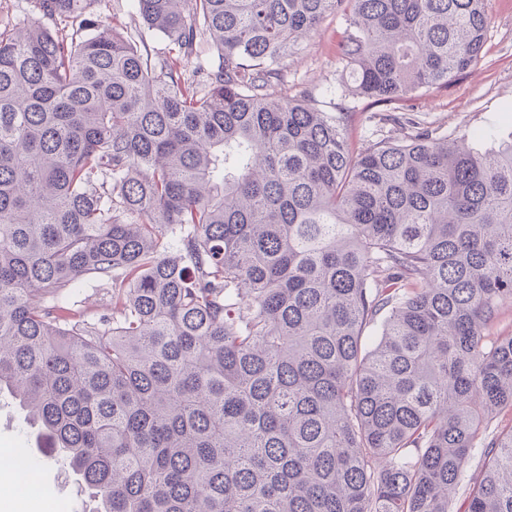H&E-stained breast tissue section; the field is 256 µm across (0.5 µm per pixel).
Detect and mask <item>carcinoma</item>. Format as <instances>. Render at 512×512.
Instances as JSON below:
<instances>
[{
    "instance_id": "cac0c4a2",
    "label": "carcinoma",
    "mask_w": 512,
    "mask_h": 512,
    "mask_svg": "<svg viewBox=\"0 0 512 512\" xmlns=\"http://www.w3.org/2000/svg\"><path fill=\"white\" fill-rule=\"evenodd\" d=\"M93 2L0 28V392L42 453L93 512H448L482 448L465 512H512V141L355 154L274 94L341 10L352 93L447 84L485 0H134L156 59ZM68 301L71 304L75 302V308L89 316L112 315L111 292L106 285L94 279L81 280L68 295Z\"/></svg>"
}]
</instances>
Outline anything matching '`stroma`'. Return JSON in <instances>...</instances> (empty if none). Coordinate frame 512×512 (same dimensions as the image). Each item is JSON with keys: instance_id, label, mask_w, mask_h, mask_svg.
Listing matches in <instances>:
<instances>
[{"instance_id": "stroma-1", "label": "stroma", "mask_w": 512, "mask_h": 512, "mask_svg": "<svg viewBox=\"0 0 512 512\" xmlns=\"http://www.w3.org/2000/svg\"><path fill=\"white\" fill-rule=\"evenodd\" d=\"M488 26L478 60L448 85L421 91L394 104L349 94L350 75L341 59L340 46L348 25L343 14L328 17L318 32L297 53L283 61L282 82L276 93L284 99L303 97L326 112L351 113V142L361 150L382 139H404L407 127L380 122L392 112L420 123L440 136L461 137L484 133L482 147L512 138V0H486ZM92 9L118 31L144 34L152 56L162 55L167 40L145 32L132 0H96ZM85 314L98 317L112 312V297L106 285L94 279L81 280L68 296ZM28 450V467L36 474L40 491L49 493L53 512H88L84 488L68 473L62 461L36 451L35 438L23 413L10 400L0 401V450Z\"/></svg>"}]
</instances>
